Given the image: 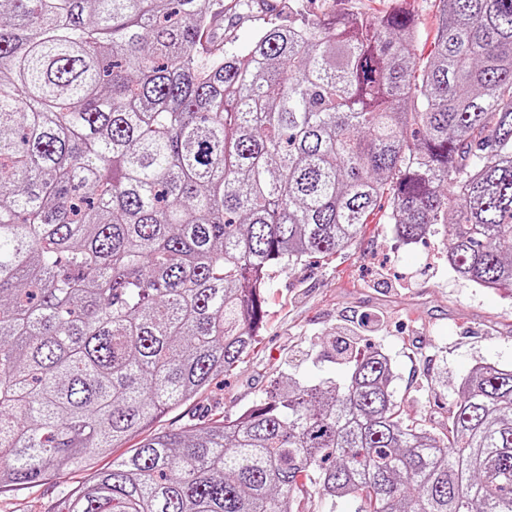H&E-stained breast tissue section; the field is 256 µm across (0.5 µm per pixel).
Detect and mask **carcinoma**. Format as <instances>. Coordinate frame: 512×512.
Wrapping results in <instances>:
<instances>
[{
    "mask_svg": "<svg viewBox=\"0 0 512 512\" xmlns=\"http://www.w3.org/2000/svg\"><path fill=\"white\" fill-rule=\"evenodd\" d=\"M0 0V492L85 480L64 512H512V369L475 366L448 424L404 418L380 350L195 431L163 412L259 344L274 268L455 226L448 267L512 289V0ZM253 2V15L255 18L251 21L243 22L234 16H224V30H221L220 33L235 35V45L238 50H244L249 46L256 30L262 25V18L269 17L270 12L277 8L279 0H253ZM436 0H404L403 5L412 9L417 16L420 32L421 58H426L431 50V43L437 30L439 13Z\"/></svg>",
    "mask_w": 512,
    "mask_h": 512,
    "instance_id": "cac0c4a2",
    "label": "carcinoma"
}]
</instances>
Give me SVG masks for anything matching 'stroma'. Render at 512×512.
<instances>
[{"instance_id":"1","label":"stroma","mask_w":512,"mask_h":512,"mask_svg":"<svg viewBox=\"0 0 512 512\" xmlns=\"http://www.w3.org/2000/svg\"><path fill=\"white\" fill-rule=\"evenodd\" d=\"M443 234L400 242L381 214L330 261L311 257L271 272L270 318L257 348L237 370L161 415L158 430L237 413L264 397L273 381L315 385L343 379L347 364L332 349L354 331L360 349L391 359L407 414L444 427L458 386L476 365L512 367V291L458 278L443 260ZM83 475L60 472L48 484L0 495V512H62V494Z\"/></svg>"}]
</instances>
